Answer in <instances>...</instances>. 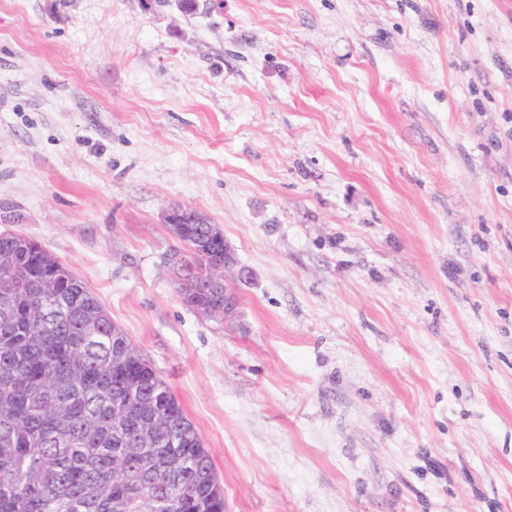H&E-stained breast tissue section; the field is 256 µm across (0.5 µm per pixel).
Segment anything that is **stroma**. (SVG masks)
Returning a JSON list of instances; mask_svg holds the SVG:
<instances>
[{"label":"stroma","instance_id":"obj_1","mask_svg":"<svg viewBox=\"0 0 512 512\" xmlns=\"http://www.w3.org/2000/svg\"><path fill=\"white\" fill-rule=\"evenodd\" d=\"M0 0V234L98 296L224 512H512V0ZM254 274L177 293L168 219ZM209 234L203 243L207 249L216 248L215 256L210 260L209 270L207 264L209 256L203 251L198 252L200 243L208 233V224H190V234L182 237L186 251L173 257V264L179 272L180 282L178 293L190 303L208 302L214 305H191L180 295L182 301L200 314L224 322H232L238 313V297L236 288L239 284L247 283L252 278L251 271L239 264L234 250L224 238L222 229L216 224H209ZM211 252V250H210ZM208 272L211 282L221 288H215L208 281Z\"/></svg>","mask_w":512,"mask_h":512}]
</instances>
